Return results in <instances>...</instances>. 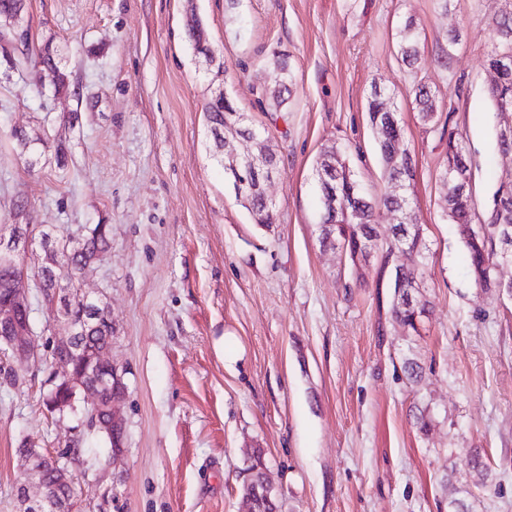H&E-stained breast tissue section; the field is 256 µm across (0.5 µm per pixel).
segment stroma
I'll return each mask as SVG.
<instances>
[{
	"label": "stroma",
	"instance_id": "stroma-1",
	"mask_svg": "<svg viewBox=\"0 0 512 512\" xmlns=\"http://www.w3.org/2000/svg\"><path fill=\"white\" fill-rule=\"evenodd\" d=\"M195 5L228 70L234 108L266 130L280 171L266 183L276 221L254 223L212 155L210 77L186 35ZM502 0H26L29 44L68 77L39 80L30 56L0 45V224H106L112 246L81 281L112 314L115 405L124 450L69 456L78 512H248L242 486L261 464L279 512H512V297L476 285L458 228L442 217L445 155L412 110L435 90L440 121L472 161L475 223L512 154L499 151L486 96L487 21ZM413 17L419 70L397 57ZM460 30L458 44L448 33ZM288 64L293 93L262 107ZM386 89L415 162L427 312L418 330L390 317L382 246L395 215H374L377 249L355 271L323 244L314 171L344 150L364 190L385 189L367 118ZM62 139L27 167L11 137ZM64 320L35 308L37 355L0 385V512H18L22 440L57 454L74 419L47 415L46 366ZM417 364L409 376L406 360ZM490 477L476 483L471 449Z\"/></svg>",
	"mask_w": 512,
	"mask_h": 512
}]
</instances>
